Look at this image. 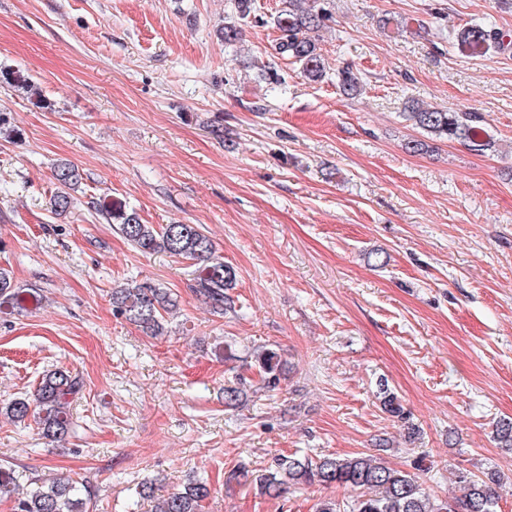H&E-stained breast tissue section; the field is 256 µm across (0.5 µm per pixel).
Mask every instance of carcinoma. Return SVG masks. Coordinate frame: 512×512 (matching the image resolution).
<instances>
[{
  "mask_svg": "<svg viewBox=\"0 0 512 512\" xmlns=\"http://www.w3.org/2000/svg\"><path fill=\"white\" fill-rule=\"evenodd\" d=\"M323 0H284V8L274 18L279 31L275 51L282 58L300 65L301 73L316 82L325 74L317 32L326 18ZM461 44L473 57L489 49L504 50L512 46V33L493 26L472 25L459 33ZM0 81L19 88L28 99L42 100L41 88L32 80L14 72L0 71ZM406 120L440 140L473 143L484 133V117L478 112H454L425 107L410 101ZM53 178L62 187L79 181L78 171L67 163L57 165ZM106 220L117 225L124 239L138 251L151 254L166 252L194 261L193 292L214 313L222 314L231 304L227 289L236 286L234 269L216 255L212 239L197 224H167L160 229L145 224L138 212L118 199L97 202ZM40 303L37 290H23L12 283L0 268V307L27 310ZM179 310L178 295L169 288L150 282L133 281L123 288L112 289V311L139 327L147 336L167 335L169 318ZM260 380L276 389L283 360L273 349L254 356ZM246 377L238 375L224 384V406L234 407L246 393ZM83 381L79 375L63 368L45 374L35 393L18 396L0 408L14 422L31 419L42 433L62 440L73 433L70 398L79 394ZM381 404L393 416L404 415L398 397L380 388ZM463 492L444 498L426 494L417 476L386 465L370 454L340 458L325 455L317 459L297 454H280L271 469L255 476L261 494L279 498L296 485L328 488L342 487L355 495L352 512H496V473L459 476ZM210 484L205 478H192L182 488L171 492L161 502L160 512H199L201 502L209 497ZM89 492L68 479H56L30 488L15 498L16 512H86Z\"/></svg>",
  "mask_w": 512,
  "mask_h": 512,
  "instance_id": "obj_1",
  "label": "carcinoma"
}]
</instances>
